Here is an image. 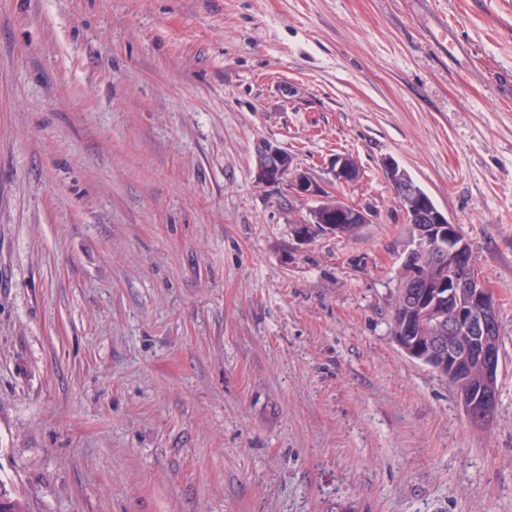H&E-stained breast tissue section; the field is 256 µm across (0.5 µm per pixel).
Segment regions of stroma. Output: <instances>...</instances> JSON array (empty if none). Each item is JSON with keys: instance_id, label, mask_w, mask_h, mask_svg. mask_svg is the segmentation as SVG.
Returning a JSON list of instances; mask_svg holds the SVG:
<instances>
[{"instance_id": "stroma-1", "label": "stroma", "mask_w": 512, "mask_h": 512, "mask_svg": "<svg viewBox=\"0 0 512 512\" xmlns=\"http://www.w3.org/2000/svg\"><path fill=\"white\" fill-rule=\"evenodd\" d=\"M512 0H0V481L27 512H512ZM274 141L316 199L256 179ZM393 158L496 300L492 421L407 357ZM258 160L256 178L261 184H279L288 181L292 193L301 200L317 198L320 206L335 205L336 186L353 182L361 177L357 167L355 176L354 162L345 155H336L331 163V178L319 183L308 172L299 169L291 154L274 142H264L257 149ZM355 177V178H354ZM336 193V194H335ZM336 211L342 213V219L345 224L340 220V217L336 214H332L329 212L327 208H321L317 211L318 223L312 222L308 217L302 218L299 222L300 225L296 228V233L300 239L306 240L308 239L309 233L306 231V228L302 224H313L318 225L320 230L324 231L323 224L326 223L330 225L339 224L342 232H346L350 237H358L360 230L363 228L364 224H371L372 216L371 214L364 208L352 206V205H339L336 202ZM309 225V232L316 230L317 227Z\"/></svg>"}]
</instances>
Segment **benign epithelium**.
I'll list each match as a JSON object with an SVG mask.
<instances>
[{
    "label": "benign epithelium",
    "mask_w": 512,
    "mask_h": 512,
    "mask_svg": "<svg viewBox=\"0 0 512 512\" xmlns=\"http://www.w3.org/2000/svg\"><path fill=\"white\" fill-rule=\"evenodd\" d=\"M257 156L256 178L259 183L286 181L292 193L302 200L314 197L321 206L336 205L346 224L372 222L371 214L364 208L335 204L336 186L355 177V165L349 157L336 156L331 163V178L319 183L308 172L299 169L292 155L274 142L259 145ZM381 166L390 173H397L396 197L406 204L404 216L416 230L413 247L407 252L401 267V276L413 280V284L400 293L396 302H410L416 311L440 310L448 317V335L453 337V341L448 343L429 341L418 348L410 347L405 341V337L410 335V328L404 326L395 335V340L401 349L408 348L412 354L426 352L451 373H459L467 364H476L475 386L479 390L480 402H472L467 397L463 402L470 421L482 425L492 418L497 397L495 382L500 353L493 343L496 332L491 316L494 296L475 272L466 277L446 274L434 286L418 293L416 279L420 278L421 268L430 264L443 271L453 269L458 261L470 255L469 244L457 225L451 223L438 208L428 204L423 189L393 159H383Z\"/></svg>",
    "instance_id": "obj_1"
}]
</instances>
